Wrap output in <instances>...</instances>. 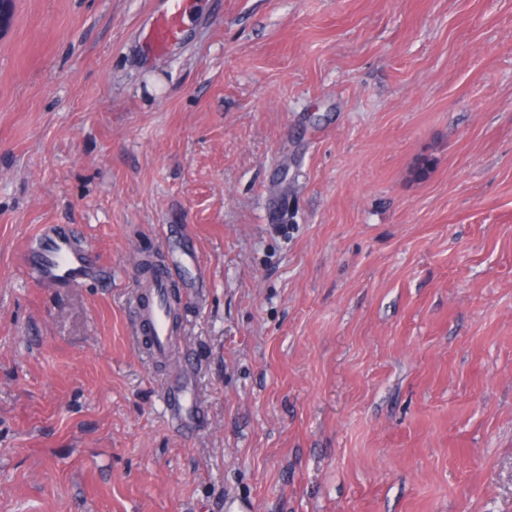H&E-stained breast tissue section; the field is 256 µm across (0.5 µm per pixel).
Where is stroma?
Masks as SVG:
<instances>
[{
    "label": "stroma",
    "instance_id": "1",
    "mask_svg": "<svg viewBox=\"0 0 512 512\" xmlns=\"http://www.w3.org/2000/svg\"><path fill=\"white\" fill-rule=\"evenodd\" d=\"M155 8L0 0V512H512V0H198L147 62ZM24 264L28 272L45 286L81 284L92 265V254L75 236L46 226L30 244ZM137 270L138 283L131 303L132 334L150 362L167 364L172 360L176 346V331L169 320L166 303L174 269L167 263L144 273ZM187 401L185 389L177 381H172L165 389L161 398L165 413L176 415Z\"/></svg>",
    "mask_w": 512,
    "mask_h": 512
}]
</instances>
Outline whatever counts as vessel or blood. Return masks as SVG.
I'll use <instances>...</instances> for the list:
<instances>
[{
    "label": "vessel or blood",
    "mask_w": 512,
    "mask_h": 512,
    "mask_svg": "<svg viewBox=\"0 0 512 512\" xmlns=\"http://www.w3.org/2000/svg\"><path fill=\"white\" fill-rule=\"evenodd\" d=\"M195 11L193 0H161L150 25L141 32V45L147 57L167 53L179 44ZM28 272L46 286L79 284L92 264V254L76 237L44 227L33 239L24 256ZM173 281V270L164 265L139 274L131 303L132 334L150 362L166 364L172 359L176 332L168 316L166 293ZM187 401L179 382H171L161 398L165 413L178 414Z\"/></svg>",
    "instance_id": "obj_1"
}]
</instances>
